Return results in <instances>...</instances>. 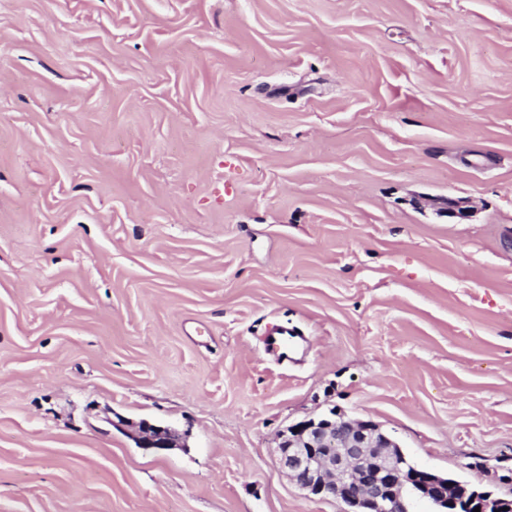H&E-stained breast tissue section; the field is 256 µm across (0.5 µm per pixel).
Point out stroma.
Masks as SVG:
<instances>
[{
    "label": "stroma",
    "instance_id": "obj_1",
    "mask_svg": "<svg viewBox=\"0 0 512 512\" xmlns=\"http://www.w3.org/2000/svg\"><path fill=\"white\" fill-rule=\"evenodd\" d=\"M330 414L512 500V0H0V512H347ZM265 345L267 349L275 353L280 359L288 360V347L298 348L305 338L299 336L295 328H289L288 323L280 326H269L265 331ZM140 447L167 449L173 448L172 434L168 428L153 426L147 423L141 425V436L137 439Z\"/></svg>",
    "mask_w": 512,
    "mask_h": 512
}]
</instances>
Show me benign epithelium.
Returning a JSON list of instances; mask_svg holds the SVG:
<instances>
[{"label": "benign epithelium", "instance_id": "7a95c632", "mask_svg": "<svg viewBox=\"0 0 512 512\" xmlns=\"http://www.w3.org/2000/svg\"><path fill=\"white\" fill-rule=\"evenodd\" d=\"M280 462L314 496L343 500L353 512H408L411 498L426 499L438 512H490V496L461 488L448 495V481L409 464L404 453L370 421L322 418L293 425L281 434ZM143 448L173 447L169 429L141 425Z\"/></svg>", "mask_w": 512, "mask_h": 512}]
</instances>
